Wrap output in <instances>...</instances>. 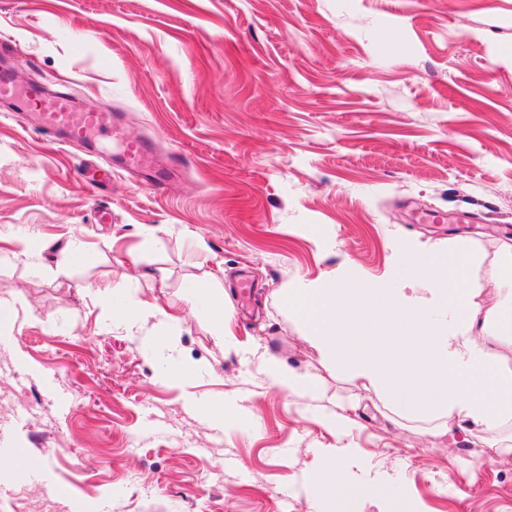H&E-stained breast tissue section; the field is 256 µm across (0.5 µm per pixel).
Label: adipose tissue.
<instances>
[{
    "label": "adipose tissue",
    "instance_id": "adipose-tissue-1",
    "mask_svg": "<svg viewBox=\"0 0 512 512\" xmlns=\"http://www.w3.org/2000/svg\"><path fill=\"white\" fill-rule=\"evenodd\" d=\"M394 256L407 276L398 284L370 282L349 267L321 282H298L283 291L306 339L329 364L345 369L364 388L414 412L435 411L434 436L457 431L492 434L491 450L512 453V303H486L480 287H466L473 262L463 251L438 252L399 240ZM158 318L165 333L144 342L155 355L172 342L177 316L151 303L129 302L123 322ZM269 383L282 392L319 398L316 378L270 357Z\"/></svg>",
    "mask_w": 512,
    "mask_h": 512
}]
</instances>
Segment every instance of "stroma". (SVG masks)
<instances>
[{
    "instance_id": "1",
    "label": "stroma",
    "mask_w": 512,
    "mask_h": 512,
    "mask_svg": "<svg viewBox=\"0 0 512 512\" xmlns=\"http://www.w3.org/2000/svg\"><path fill=\"white\" fill-rule=\"evenodd\" d=\"M12 65L184 165L153 191L111 140L62 145L0 103V506L39 512H334L328 453L380 484L348 512H512V454L484 434L433 437L325 364L278 291L347 264L406 275L397 239L476 261L486 286L512 246V0H0ZM111 169L86 183L83 166ZM36 239L40 268L15 258ZM80 238L84 254L66 244ZM214 272L224 338L188 281ZM253 288L241 300L239 284ZM184 317L176 352L198 377L166 383L116 305ZM317 376L351 406L268 387L263 359ZM229 405L223 423L207 407Z\"/></svg>"
}]
</instances>
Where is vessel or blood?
Returning <instances> with one entry per match:
<instances>
[{"label": "vessel or blood", "mask_w": 512, "mask_h": 512, "mask_svg": "<svg viewBox=\"0 0 512 512\" xmlns=\"http://www.w3.org/2000/svg\"><path fill=\"white\" fill-rule=\"evenodd\" d=\"M16 97L38 108V126L47 135H58L71 143L86 142L94 135L118 139L123 165L130 169L153 173L154 189L163 190L168 170L158 169L156 158L145 142L122 138L121 129L116 125L110 107H103L97 112H79L72 107L67 95H49L36 85L28 86L21 91L8 75L1 73L0 99L9 101Z\"/></svg>", "instance_id": "vessel-or-blood-1"}]
</instances>
